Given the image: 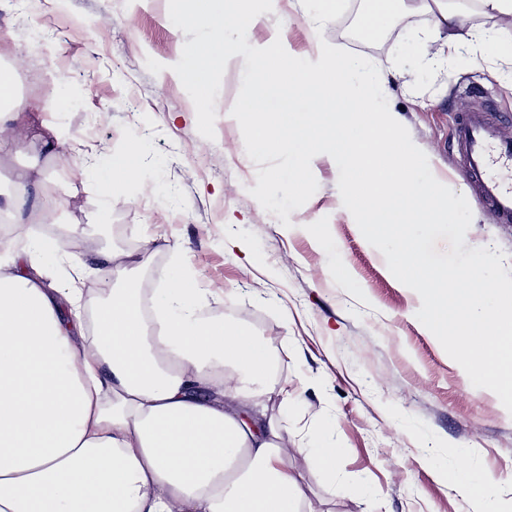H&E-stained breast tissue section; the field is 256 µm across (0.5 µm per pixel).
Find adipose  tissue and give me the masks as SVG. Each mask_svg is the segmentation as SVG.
Returning <instances> with one entry per match:
<instances>
[{
    "label": "adipose tissue",
    "mask_w": 512,
    "mask_h": 512,
    "mask_svg": "<svg viewBox=\"0 0 512 512\" xmlns=\"http://www.w3.org/2000/svg\"><path fill=\"white\" fill-rule=\"evenodd\" d=\"M431 13L448 41L467 38L452 0H372L362 23L384 28L392 5ZM36 93L0 109V156L31 142L49 153L68 143L57 124L30 115L62 111L66 79L53 65ZM136 166L89 155L76 172L111 199ZM0 214L56 223L62 205L40 171L13 173ZM0 273V512H303L307 496L281 417L260 398L272 370L268 343L246 326L202 318L184 278L145 299L135 284L92 309L83 334L81 286L104 268L150 261L98 252L69 263L62 238L30 234L7 247ZM64 276L42 281L41 266Z\"/></svg>",
    "instance_id": "ef3b65f1"
}]
</instances>
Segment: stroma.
Here are the masks:
<instances>
[{
	"mask_svg": "<svg viewBox=\"0 0 512 512\" xmlns=\"http://www.w3.org/2000/svg\"><path fill=\"white\" fill-rule=\"evenodd\" d=\"M472 35L448 46L424 11L393 9L397 34L358 46L326 22L315 33L296 0H273L250 31L252 46L281 40L292 56L316 60V36L370 60L386 81L388 104L428 157L435 178L464 196L472 211L467 244L500 249L512 275V223H499L458 172L457 113L493 106L512 139V16H491L479 0H461ZM19 0H0V29L16 33L11 56L17 92L27 95L40 60L53 56L71 104L51 114L72 147L59 154L20 145L0 157V189L32 166L56 187L63 224L80 248L149 253L136 268L138 287H164L173 274L191 279L209 318L240 322L265 338L274 370L264 397L283 414L288 442L315 438L337 447L333 469L304 465L312 512H477L474 499L439 471L466 468L494 482L495 512H512V413L464 369L416 317L414 294L392 275L343 206L338 173L316 156L315 194L283 226L251 196L258 166L247 155L231 110L244 56L231 57L215 100V137L197 130L193 101L172 66L189 34L173 25L168 0H41L27 17L43 32L36 43L16 32ZM163 64L151 73L147 59ZM131 158L135 182L118 187L105 209L95 187L72 190L82 151ZM335 239L357 282L342 285L319 248Z\"/></svg>",
	"mask_w": 512,
	"mask_h": 512,
	"instance_id": "1",
	"label": "stroma"
}]
</instances>
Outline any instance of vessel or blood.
Returning <instances> with one entry per match:
<instances>
[{
  "instance_id": "1",
  "label": "vessel or blood",
  "mask_w": 512,
  "mask_h": 512,
  "mask_svg": "<svg viewBox=\"0 0 512 512\" xmlns=\"http://www.w3.org/2000/svg\"><path fill=\"white\" fill-rule=\"evenodd\" d=\"M454 134L461 174L500 221L512 223V140L500 137L484 106L460 113Z\"/></svg>"
}]
</instances>
